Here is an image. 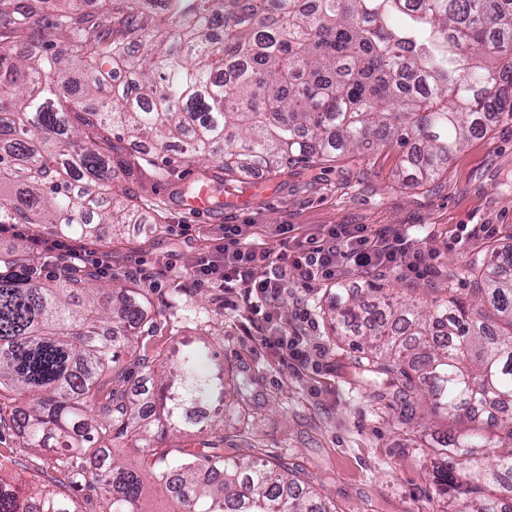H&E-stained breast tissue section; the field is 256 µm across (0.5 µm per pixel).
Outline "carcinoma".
<instances>
[{"mask_svg":"<svg viewBox=\"0 0 512 512\" xmlns=\"http://www.w3.org/2000/svg\"><path fill=\"white\" fill-rule=\"evenodd\" d=\"M31 2L0 0V226L48 224L80 240L137 213L156 224L134 175L167 178L184 164L228 182L395 149L403 184L420 187L512 119V0H42L55 3L44 16ZM106 66L123 78L104 97ZM49 262L21 236L0 250V399L26 401L10 413L23 446H58L54 468L94 492L99 512H146L150 483L169 512H334L288 467L217 443H148L133 461L108 445L153 421L161 438L208 422L191 408L224 411V372L186 350L159 411L115 390L95 405L105 378L122 377L149 302L99 287L92 269L30 275ZM468 269L476 309L339 286L334 330L364 353L361 382L392 381L403 423L421 407L455 420L432 444L448 512H512V249L494 246ZM486 406L506 414L485 423ZM484 448L500 449L495 465ZM66 486L20 489L0 475V512H85Z\"/></svg>","mask_w":512,"mask_h":512,"instance_id":"carcinoma-1","label":"carcinoma"}]
</instances>
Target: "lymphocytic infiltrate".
Returning a JSON list of instances; mask_svg holds the SVG:
<instances>
[{"label": "lymphocytic infiltrate", "instance_id": "lymphocytic-infiltrate-1", "mask_svg": "<svg viewBox=\"0 0 512 512\" xmlns=\"http://www.w3.org/2000/svg\"><path fill=\"white\" fill-rule=\"evenodd\" d=\"M259 265L271 267L270 276H255L254 269ZM420 265L418 238L376 230L366 224L330 225L319 235L294 243L283 260L244 241L239 225L228 224L224 227V243L216 255L199 261L196 282L245 289L259 305L278 298L283 281L290 277L309 288L381 268L401 267L416 275Z\"/></svg>", "mask_w": 512, "mask_h": 512}]
</instances>
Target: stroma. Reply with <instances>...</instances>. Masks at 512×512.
Wrapping results in <instances>:
<instances>
[{"instance_id": "1", "label": "stroma", "mask_w": 512, "mask_h": 512, "mask_svg": "<svg viewBox=\"0 0 512 512\" xmlns=\"http://www.w3.org/2000/svg\"><path fill=\"white\" fill-rule=\"evenodd\" d=\"M398 166V153L386 150L322 168L259 170L211 183L212 205L204 210L170 199L169 186L150 184L147 195L166 203L159 223L121 225L87 242L86 262L103 283L141 289L154 312L130 343L147 364L132 367L129 393L147 398L189 348L216 353L224 365L223 426L168 432L164 447L220 440L228 454L257 452L297 472L336 512H446L432 449L416 447L399 425L388 385L380 400L360 384L358 351L329 329L334 283L285 281L258 315L243 289L199 286L191 277L228 224L276 254L283 249L277 225H293L302 241L329 224H366L421 236L424 274L411 279L403 269H382L347 285L370 278L424 304L451 292L473 303L469 260L491 245L512 246V121L470 140L433 186H400ZM273 323L300 339L306 361L283 359L262 344ZM54 455L23 447L10 423L0 424V471L19 487L52 485L59 476Z\"/></svg>"}]
</instances>
